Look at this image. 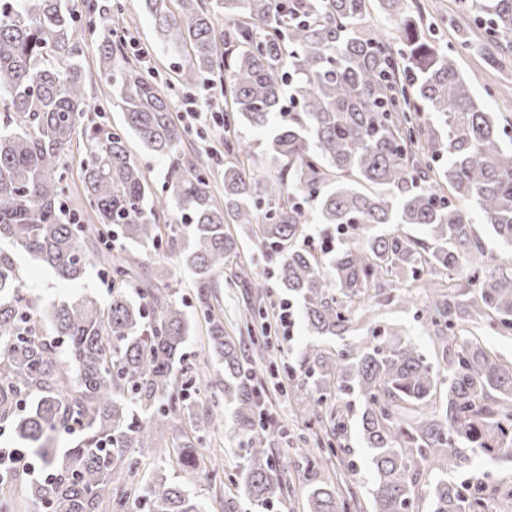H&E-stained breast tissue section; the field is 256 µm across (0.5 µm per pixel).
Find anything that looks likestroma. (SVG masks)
Wrapping results in <instances>:
<instances>
[{
  "mask_svg": "<svg viewBox=\"0 0 512 512\" xmlns=\"http://www.w3.org/2000/svg\"><path fill=\"white\" fill-rule=\"evenodd\" d=\"M109 0H71L79 18V47L82 62L89 79L86 93L94 103L100 104L101 112L93 114L96 122H105L113 126L123 123V114L113 107L108 99L109 91L96 80L98 71L99 45L102 31L107 24L123 23L132 34L123 50L129 60L139 62L143 71L153 76L159 89L165 93L172 109H179L185 95L195 94L202 104H209L211 94L207 87H185L178 82L179 70L186 68L188 57L184 53L163 49L157 43L154 23L143 7V0H120L121 12L106 11ZM414 10L424 18H435L440 27L437 33L439 41L454 57L457 68L467 82L473 96L487 111L497 113L502 125L512 135V50L493 48L492 53L504 64L499 75H492L486 64L480 44L483 30L472 17H456L454 0H414ZM467 32L472 42L470 48H460L459 34ZM188 135L184 141L186 154L193 159H201L211 169L213 183L222 186L224 166L233 162V155L224 151L222 129L215 119L184 120ZM242 150L244 161L262 177L276 175L279 167L272 163L267 154L266 137L263 133L241 126L235 133ZM227 230L240 245V261L252 265L258 276L267 281V289L261 295H254L249 289L235 286L229 275H221L215 290L216 303L224 313V328L229 335H238L239 329L253 311H272L274 305L283 301L284 294L278 287L273 269L260 261L253 239L241 225H228ZM11 256L26 273L27 290L38 303L65 300L76 292H84L97 297L99 304H107L110 292L101 281L103 266L91 262L84 277L75 283L63 282L55 271L44 263L31 259L25 252L11 249ZM142 271H149L156 264L167 263L174 272V288L186 313L196 312L195 290L191 286V276L182 268L178 254L168 247L159 249L145 248L139 254ZM292 309L297 313L295 335L292 340L282 338L280 326H272L268 336L269 350L277 358L279 375H263L261 383L267 394L272 412L279 425L277 433L268 437V446L277 456L288 457L291 461L284 480L282 496L273 500V512H307L306 494L312 482L334 480L338 470L347 463L357 468L353 490L362 503H369V490L372 485V473L368 467V451L358 433L362 405L359 399H352L348 409L349 426L345 439L346 451L338 453L326 462L324 468L309 472L304 460L307 447L299 443V436L309 435L311 412L308 403L288 398L282 390L281 372L297 366L299 354L316 338L307 330L301 320L302 303L292 300ZM377 327L382 331L399 335L402 339L414 342L425 354L434 355L435 349L430 338L422 331L417 320L415 306L398 301L370 302L365 312L353 320L349 330L343 336L344 343L355 344L366 337L369 328ZM205 446L202 450L207 461L201 468L185 472L176 467H166L165 475L174 478L184 490L196 498L205 512H259L258 508L242 492V469L244 461L238 448H235L229 427L219 430L202 428ZM460 482L481 481L494 496L493 512H512V498L501 492L502 486L512 485V464H503L488 458L476 459L470 472L460 475Z\"/></svg>",
  "mask_w": 512,
  "mask_h": 512,
  "instance_id": "35a3bbf8",
  "label": "stroma"
}]
</instances>
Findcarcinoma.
Instances as JSON below:
<instances>
[{
  "label": "carcinoma",
  "instance_id": "carcinoma-1",
  "mask_svg": "<svg viewBox=\"0 0 512 512\" xmlns=\"http://www.w3.org/2000/svg\"><path fill=\"white\" fill-rule=\"evenodd\" d=\"M69 0H0V241L79 280L90 257L112 273L108 307L86 295L41 308L23 272L0 252V423L12 426L45 477L26 487L47 512H123L132 486L146 512H204L176 482L140 479L135 448H152L196 415L212 428L233 419L246 461L244 493L257 507L279 497L288 458L265 448L261 389L244 346L213 312V288L237 256L227 223L242 224L275 266L280 287L300 299L315 336L339 337L372 300L408 302L417 289L422 329L440 358L411 341L371 330L334 351L310 345L288 371L297 400L316 395L314 418L331 427L319 442L343 447L346 410L363 404L359 430L373 471L372 512H493L489 496L448 478L476 457L512 463V361L480 341L512 335V147L492 112L472 96L455 60L411 11L378 0L397 21L392 38L362 27L370 0H144L165 47L189 57L185 86L209 80L234 104L237 124L266 131L279 176L245 163L224 167V203L207 170L186 157V131L168 100L122 58L123 40L104 29L97 77L112 89L125 127L82 125L95 110L85 92L77 15ZM487 42L512 45V0H458ZM227 27L216 26L220 17ZM291 108L284 109L283 96ZM435 115L428 129L423 113ZM134 133L167 162L158 198L127 142ZM80 156L77 174L67 159ZM80 181L81 194L71 183ZM474 204L504 250L480 251L465 205ZM324 224L319 249L305 245L310 207ZM413 224L414 237L396 226ZM117 234L130 247L112 254ZM179 251L207 323V347L222 366L205 400L185 394L183 349L192 326L158 264L136 279L134 247ZM235 284L264 282L245 266ZM76 435L58 453L55 436ZM202 438L184 436L178 465L204 463ZM308 512H352L356 493L313 484Z\"/></svg>",
  "mask_w": 512,
  "mask_h": 512
}]
</instances>
